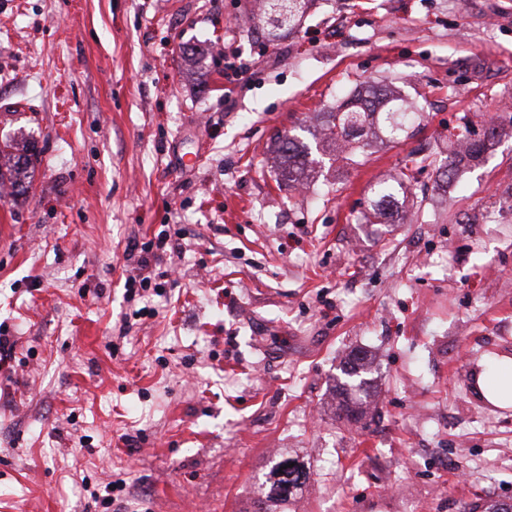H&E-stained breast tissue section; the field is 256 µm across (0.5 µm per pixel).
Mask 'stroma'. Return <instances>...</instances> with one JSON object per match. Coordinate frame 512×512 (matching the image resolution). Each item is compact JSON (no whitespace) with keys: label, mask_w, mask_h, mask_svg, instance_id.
<instances>
[{"label":"stroma","mask_w":512,"mask_h":512,"mask_svg":"<svg viewBox=\"0 0 512 512\" xmlns=\"http://www.w3.org/2000/svg\"><path fill=\"white\" fill-rule=\"evenodd\" d=\"M262 17L0 0V141L36 151L0 197V512H253L287 454L310 480L275 512L512 501V405L476 384L512 362V134L442 170L463 117H512V0H310L274 40ZM369 85L422 122L331 161L316 134ZM287 134L316 161L298 182ZM413 151L433 166L366 223ZM163 232L171 278L128 297L130 240ZM360 352L356 423L338 384Z\"/></svg>","instance_id":"stroma-1"}]
</instances>
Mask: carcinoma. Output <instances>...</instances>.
I'll list each match as a JSON object with an SVG mask.
<instances>
[{"label": "carcinoma", "mask_w": 512, "mask_h": 512, "mask_svg": "<svg viewBox=\"0 0 512 512\" xmlns=\"http://www.w3.org/2000/svg\"><path fill=\"white\" fill-rule=\"evenodd\" d=\"M264 18L268 30L293 28L297 15L305 6L306 0H287L275 4L263 0ZM333 120L324 129V139L336 147L356 145L360 149L373 137L399 144L408 137L409 129L420 124L422 113L417 112L401 96L389 94L382 98L375 96H358L342 103ZM499 132L495 123L485 129L483 138L469 143L467 158L478 160L493 146ZM282 150L288 162V175H293L306 167V155L301 153L297 141L291 137L282 139ZM34 153L29 147H19L13 141L0 144V185L10 180L11 187L25 193L31 186L27 181V170L32 166ZM411 175L402 176L392 182L383 181L374 185L372 190L373 205L371 217L379 219L385 215L384 207L392 204L399 194L405 193ZM369 363L365 357H358L349 363L342 373L351 378L339 385L341 394L363 388L362 377L368 374ZM309 479V473L294 458H283L275 462L268 473L266 482L269 489L254 502L255 512H272L276 503L288 499L294 492L302 489Z\"/></svg>", "instance_id": "1"}]
</instances>
